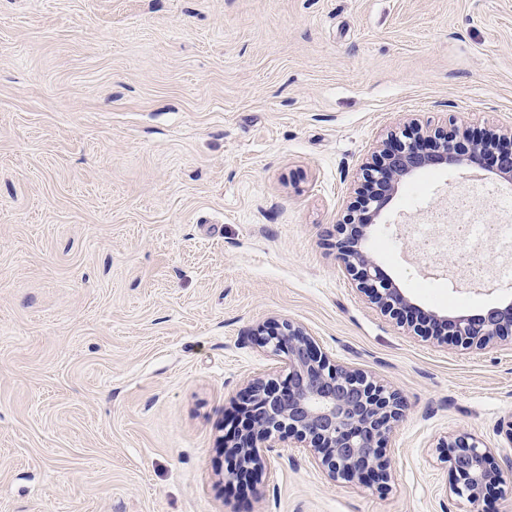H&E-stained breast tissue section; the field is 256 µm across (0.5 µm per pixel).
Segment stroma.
<instances>
[{
    "label": "stroma",
    "instance_id": "stroma-1",
    "mask_svg": "<svg viewBox=\"0 0 512 512\" xmlns=\"http://www.w3.org/2000/svg\"><path fill=\"white\" fill-rule=\"evenodd\" d=\"M512 125V0H0V512H473L439 443L512 462V348L381 315L336 263L362 168L412 123ZM512 182L404 179L365 245L412 300L512 299ZM305 326L401 394L391 477L296 449L226 484L258 326Z\"/></svg>",
    "mask_w": 512,
    "mask_h": 512
}]
</instances>
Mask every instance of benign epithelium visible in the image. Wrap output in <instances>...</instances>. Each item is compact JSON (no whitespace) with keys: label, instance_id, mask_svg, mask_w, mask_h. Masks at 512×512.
I'll use <instances>...</instances> for the list:
<instances>
[{"label":"benign epithelium","instance_id":"1","mask_svg":"<svg viewBox=\"0 0 512 512\" xmlns=\"http://www.w3.org/2000/svg\"><path fill=\"white\" fill-rule=\"evenodd\" d=\"M463 130L446 134L415 126L406 141L382 145L376 162L367 169L356 214L341 225L336 260L357 281L358 289L384 315L420 327L436 339H452L467 348H485L495 340L512 338V302L486 308L482 315H448L425 310L384 275L360 245L372 227V217L389 204L398 184L430 167L484 165L512 179V127L491 129L472 141L469 153L459 150ZM256 344L283 362L281 381H250L238 407L241 423L224 443L231 466L228 481H248L262 472L267 459L258 448L283 443L310 455L336 481L388 480L384 442L404 414L402 396L366 374L333 362L300 324L284 319L254 333ZM446 449L452 482L449 493L477 506L489 492L504 484L512 487V466L497 468L492 449L468 434L448 438Z\"/></svg>","mask_w":512,"mask_h":512}]
</instances>
